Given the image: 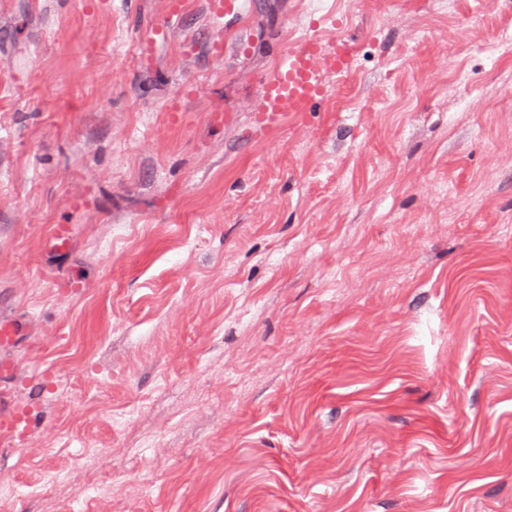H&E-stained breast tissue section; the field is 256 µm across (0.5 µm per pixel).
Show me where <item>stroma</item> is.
Instances as JSON below:
<instances>
[{
    "instance_id": "stroma-1",
    "label": "stroma",
    "mask_w": 512,
    "mask_h": 512,
    "mask_svg": "<svg viewBox=\"0 0 512 512\" xmlns=\"http://www.w3.org/2000/svg\"><path fill=\"white\" fill-rule=\"evenodd\" d=\"M3 317L0 512H512V0H0ZM352 50V43L346 39L326 49L316 39L304 38L282 60L277 71L262 80L257 124L276 130L288 117L307 112L311 102L324 94V75L346 72ZM33 429V418L29 412L11 406L5 396L0 395V438L11 444L28 435Z\"/></svg>"
}]
</instances>
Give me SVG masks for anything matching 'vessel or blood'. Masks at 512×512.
I'll list each match as a JSON object with an SVG mask.
<instances>
[{
	"mask_svg": "<svg viewBox=\"0 0 512 512\" xmlns=\"http://www.w3.org/2000/svg\"><path fill=\"white\" fill-rule=\"evenodd\" d=\"M352 50V43L346 39L337 41L330 49L316 39H303L282 60L277 71L262 80L258 125L275 130L288 117L307 111L311 102L324 94L325 74L346 72ZM32 428L30 413L11 406L6 396L0 395V439L11 442L23 438Z\"/></svg>",
	"mask_w": 512,
	"mask_h": 512,
	"instance_id": "b4317fda",
	"label": "vessel or blood"
}]
</instances>
